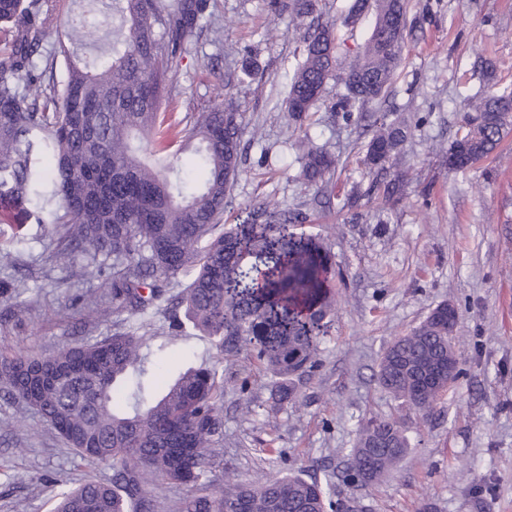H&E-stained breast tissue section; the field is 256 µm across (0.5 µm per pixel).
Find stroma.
Wrapping results in <instances>:
<instances>
[{"instance_id": "1", "label": "stroma", "mask_w": 512, "mask_h": 512, "mask_svg": "<svg viewBox=\"0 0 512 512\" xmlns=\"http://www.w3.org/2000/svg\"><path fill=\"white\" fill-rule=\"evenodd\" d=\"M208 22L179 63L169 106L177 118L232 95L242 118L241 163L228 224L244 222L254 207L306 208L304 234L322 235L331 247L327 277L338 313L326 328L319 366L298 384L296 403L274 405L268 380L247 363H217L209 341L174 334L169 319L151 309L113 313L111 288L77 280L82 253L69 264L51 262L56 242L36 223L35 202L0 207V245L15 263L0 264V354L42 356L77 343L132 330L149 339L146 391L159 393L190 365H219L224 392V463L237 479L257 474L323 476L341 470L359 423L405 421L411 450L383 481L340 486L371 512H512V131L475 167L448 170L434 143L450 144L463 123V100L485 86L481 62H501L494 80L512 84V0H408L409 29L390 107L418 126L405 145L417 177L404 196L362 194L359 222L343 203L363 183L368 138L363 127L329 122L325 110L304 124L311 139L339 161L332 206L313 205L314 187L297 180L299 165L285 120L286 79L300 60L301 35L269 30L270 0H207ZM77 14L96 25L100 42L80 57L108 52L119 18L112 0H57L41 58L53 56ZM258 68L241 79L245 59ZM261 138H253L254 127ZM95 295L96 307L82 303ZM457 307L460 376L428 417L409 411L378 386L375 373L387 344L416 327L436 305ZM249 378L247 394L238 381ZM253 412L241 413L243 398ZM108 479L110 466L75 458L40 416L0 392V512H49L60 482L86 476Z\"/></svg>"}]
</instances>
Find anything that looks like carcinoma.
<instances>
[{
  "label": "carcinoma",
  "mask_w": 512,
  "mask_h": 512,
  "mask_svg": "<svg viewBox=\"0 0 512 512\" xmlns=\"http://www.w3.org/2000/svg\"><path fill=\"white\" fill-rule=\"evenodd\" d=\"M124 27L108 57L91 67L70 45L85 46L94 31L71 22L45 69L62 60L60 84H43L36 55L56 10V0H0V34L10 46L0 60V204L24 203L40 194L41 155L56 160L48 202L60 204L37 217L57 236L53 258L67 264L75 250L85 256L76 276L86 282L103 273L101 256H112L114 310L132 315L164 301L162 282L177 280L172 329L207 337L220 359L243 360L271 379L279 406L297 397L295 380L319 364L320 334L284 330L263 305L235 288L254 280L248 257L293 255L276 266L268 293L288 302L283 320L305 316L324 328L338 307L325 273L330 251L316 237H298L307 220L300 208H258L251 221L223 223L224 209L241 161L240 113L231 97L199 113L178 132L179 152L192 151L200 180L190 188L181 168L157 160L174 174H161L143 159L153 138L165 134L160 106L175 91L178 59L200 28L206 0H115ZM373 11L369 37L355 59L339 68L345 39L336 24L316 14V0H273L270 22L304 32L301 60L288 78L287 122L303 126L323 100L330 81L343 88L328 111L348 124L374 120L363 159L369 190L387 198L413 178L400 166L412 128L382 108L403 59L407 0H353L348 19ZM466 118L450 147L436 152L448 169L462 171L487 158L512 126V85L491 87L466 99ZM297 178L327 197L335 156L304 134L295 141ZM185 277L180 281L179 277ZM151 346L132 331L116 330L94 342L41 357L15 353L0 361V388L37 411L87 462L112 467L109 480L62 487L51 512H161L156 490L186 486L200 491L179 512H365L366 505L336 498L339 484L363 487L382 480L409 453L403 423L389 418L359 427L346 467L306 479L239 482L215 479L224 445V375L214 366H189L158 398L145 402L142 378ZM458 378L454 345L448 343V304L435 306L409 333L385 348L377 384L421 417L447 391L448 369ZM427 383L423 396L419 383ZM129 386L132 412L119 414L115 397Z\"/></svg>",
  "instance_id": "carcinoma-1"
}]
</instances>
